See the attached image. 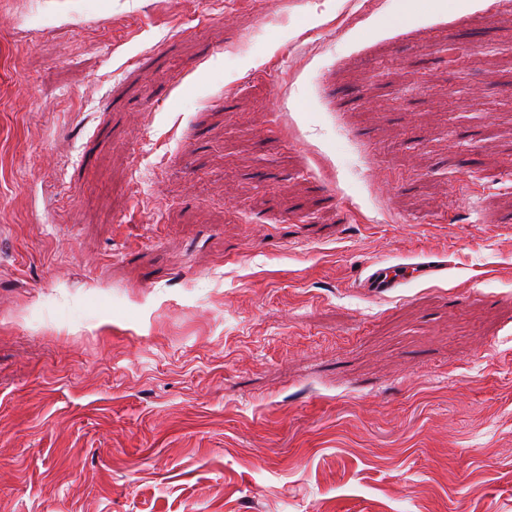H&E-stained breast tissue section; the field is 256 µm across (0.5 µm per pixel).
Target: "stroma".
Wrapping results in <instances>:
<instances>
[{"mask_svg":"<svg viewBox=\"0 0 512 512\" xmlns=\"http://www.w3.org/2000/svg\"><path fill=\"white\" fill-rule=\"evenodd\" d=\"M511 57L499 0H0V512H512ZM408 282L406 273L391 272L385 268L372 269L364 280V288L373 292H388L401 288Z\"/></svg>","mask_w":512,"mask_h":512,"instance_id":"1","label":"stroma"}]
</instances>
